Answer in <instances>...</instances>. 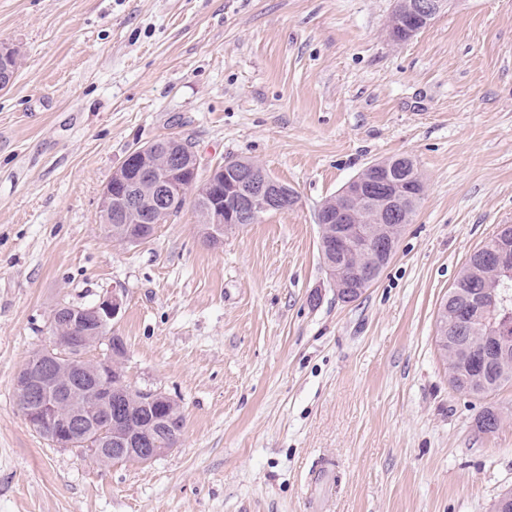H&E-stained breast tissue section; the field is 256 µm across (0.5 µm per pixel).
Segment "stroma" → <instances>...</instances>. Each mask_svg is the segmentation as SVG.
I'll list each match as a JSON object with an SVG mask.
<instances>
[{"instance_id":"obj_1","label":"stroma","mask_w":512,"mask_h":512,"mask_svg":"<svg viewBox=\"0 0 512 512\" xmlns=\"http://www.w3.org/2000/svg\"><path fill=\"white\" fill-rule=\"evenodd\" d=\"M394 0H0V512H494L512 383L449 382L437 312L512 224V0H452L394 42ZM176 134L201 174L249 159L298 200L209 246L185 205L107 236L126 154ZM425 192L379 279L330 288L317 213L374 162ZM119 289L132 387L182 407L153 462L97 464L26 424L18 370L61 302ZM488 406L503 421L484 433ZM386 160L391 162V164L393 163V168L391 169L393 176L402 183L405 191L410 197H412L411 199L406 200L404 207L402 208L404 214H406L405 221L401 222V219L395 218L387 224H409L424 192L422 185L424 183L423 176L419 171L416 162L410 157H392ZM410 186L414 191V194L409 193L411 190L409 188Z\"/></svg>"}]
</instances>
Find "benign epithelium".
Listing matches in <instances>:
<instances>
[{
    "mask_svg": "<svg viewBox=\"0 0 512 512\" xmlns=\"http://www.w3.org/2000/svg\"><path fill=\"white\" fill-rule=\"evenodd\" d=\"M447 6L448 0H396L393 18L399 24L389 28V37L395 42L413 38ZM179 145L178 138L167 137L132 149L121 165L125 176L105 186L101 204L112 209L116 222L141 225L138 235L126 236V243L134 245L150 238L155 225L169 218L176 202L187 193L203 211L200 233L213 246L224 244V235L243 224L288 209L289 191L244 160H227L203 179L198 177V158L190 147L186 148L185 165L179 158L164 165L157 162L160 154ZM383 183L386 189L380 191L367 175H358L339 191L343 207L318 212L321 254L336 257V275L329 277V284L343 302L361 292L358 283L371 281L395 253L396 238L384 233L381 224L396 215L401 197L389 178ZM229 190L241 195L234 210L224 206ZM365 207L378 215L379 223L362 220L360 212ZM484 257L494 272L511 273L512 234L498 235ZM473 298L468 314L458 324L464 327L479 321L489 325L490 334L474 357V362L489 371L512 347V313L502 312L507 301L504 295L484 298L476 293ZM122 305L116 290L84 308L58 304L50 328L62 323L69 331L49 336L48 346L31 357L15 377L16 396L29 428L57 448L86 452L102 464L130 459L148 463L165 455L181 439L169 417L177 402L159 389L141 390L148 415H140L132 427L112 409L125 387L119 367L126 348L122 337L112 332ZM102 343L104 352L90 356Z\"/></svg>",
    "mask_w": 512,
    "mask_h": 512,
    "instance_id": "benign-epithelium-1",
    "label": "benign epithelium"
}]
</instances>
